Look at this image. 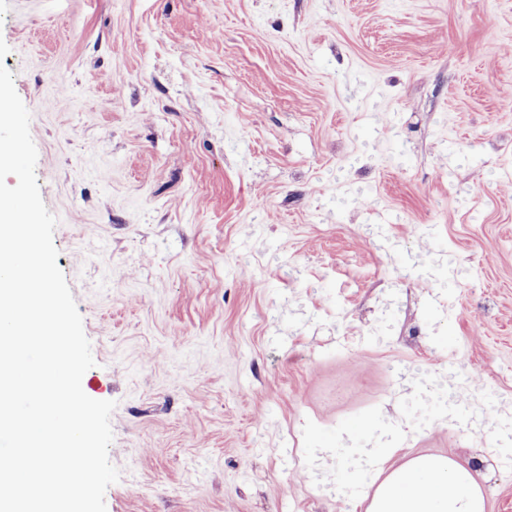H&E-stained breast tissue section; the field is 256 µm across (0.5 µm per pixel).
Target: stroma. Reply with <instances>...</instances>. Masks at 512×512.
<instances>
[{
  "label": "stroma",
  "mask_w": 512,
  "mask_h": 512,
  "mask_svg": "<svg viewBox=\"0 0 512 512\" xmlns=\"http://www.w3.org/2000/svg\"><path fill=\"white\" fill-rule=\"evenodd\" d=\"M113 400L106 512H362L408 431L512 512V0H0Z\"/></svg>",
  "instance_id": "1"
}]
</instances>
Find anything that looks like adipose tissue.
Masks as SVG:
<instances>
[{
    "mask_svg": "<svg viewBox=\"0 0 512 512\" xmlns=\"http://www.w3.org/2000/svg\"><path fill=\"white\" fill-rule=\"evenodd\" d=\"M403 438L387 454L355 449L350 462L357 471L380 476L373 496L364 498V512H484V501L471 470L438 455L400 459Z\"/></svg>",
    "mask_w": 512,
    "mask_h": 512,
    "instance_id": "1",
    "label": "adipose tissue"
}]
</instances>
